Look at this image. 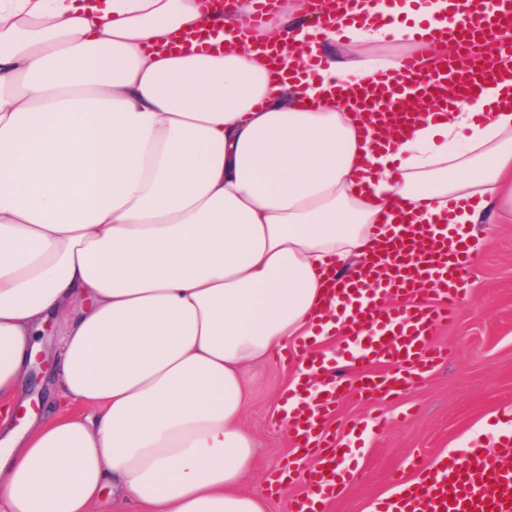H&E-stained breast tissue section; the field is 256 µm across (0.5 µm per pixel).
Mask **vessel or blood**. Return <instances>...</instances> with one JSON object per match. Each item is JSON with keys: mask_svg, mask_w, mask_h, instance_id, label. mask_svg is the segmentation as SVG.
I'll list each match as a JSON object with an SVG mask.
<instances>
[{"mask_svg": "<svg viewBox=\"0 0 512 512\" xmlns=\"http://www.w3.org/2000/svg\"><path fill=\"white\" fill-rule=\"evenodd\" d=\"M448 23L440 27L422 22L414 34L432 41L453 43L454 60L428 70L415 56L402 57L391 78L373 87H361L355 101L364 105L386 96L381 121L404 131L416 120L405 109L406 93L414 90L439 101L449 81H456L463 99H479L485 86L512 79V41L501 40L499 58L491 61L478 45L500 32L512 30V0H451ZM399 246L390 252L392 273L369 269L333 289L332 296L349 315L342 323L338 355L315 349L314 341L298 342L290 357L307 362L309 373L299 390L284 395L294 447L321 457L322 469L306 475V494L287 499V512H316V501H333L352 474V464L337 466L336 435L329 422L345 392L375 393L379 398L403 391L442 357L433 342L436 327L450 321L468 295L472 252L462 224H405ZM400 296L391 304L390 296ZM362 365L363 371L346 377L339 361ZM384 365V372L365 373L368 365ZM409 512H512V431L506 432L500 460L484 458L472 449L467 461H453L436 471L423 492L398 480Z\"/></svg>", "mask_w": 512, "mask_h": 512, "instance_id": "vessel-or-blood-1", "label": "vessel or blood"}]
</instances>
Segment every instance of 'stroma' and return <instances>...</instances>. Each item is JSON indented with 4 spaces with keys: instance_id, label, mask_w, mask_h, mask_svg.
Wrapping results in <instances>:
<instances>
[{
    "instance_id": "stroma-1",
    "label": "stroma",
    "mask_w": 512,
    "mask_h": 512,
    "mask_svg": "<svg viewBox=\"0 0 512 512\" xmlns=\"http://www.w3.org/2000/svg\"><path fill=\"white\" fill-rule=\"evenodd\" d=\"M491 230L490 244L474 255L471 292L456 320L435 330L434 343L447 351V359L436 362L421 382L401 395L382 401L349 392L338 401L331 421L336 431L369 417L384 418L385 425L367 436L357 453L359 475L346 482L326 512H372L376 502L390 496L394 475L424 479L439 462L464 457L475 442L484 456H499V431L512 426V223L495 224ZM293 376L292 365L276 355L249 373L251 398L244 422L260 448L246 488L265 497L268 512H287V495L305 493L300 473L313 464L311 458L300 457L274 420ZM25 399L16 409L15 424L53 413L49 370L30 380ZM290 459L297 460L298 471L287 495L268 492L269 479Z\"/></svg>"
}]
</instances>
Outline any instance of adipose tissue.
Masks as SVG:
<instances>
[{
	"label": "adipose tissue",
	"instance_id": "obj_1",
	"mask_svg": "<svg viewBox=\"0 0 512 512\" xmlns=\"http://www.w3.org/2000/svg\"><path fill=\"white\" fill-rule=\"evenodd\" d=\"M368 20L277 60L240 37L253 0H0V512H266L247 372L314 335L326 279L398 223L512 222V90L363 134L340 86L393 73L448 0H367ZM226 47L178 49L201 29ZM417 206L409 212L401 200ZM56 412L12 406L45 323Z\"/></svg>",
	"mask_w": 512,
	"mask_h": 512
}]
</instances>
